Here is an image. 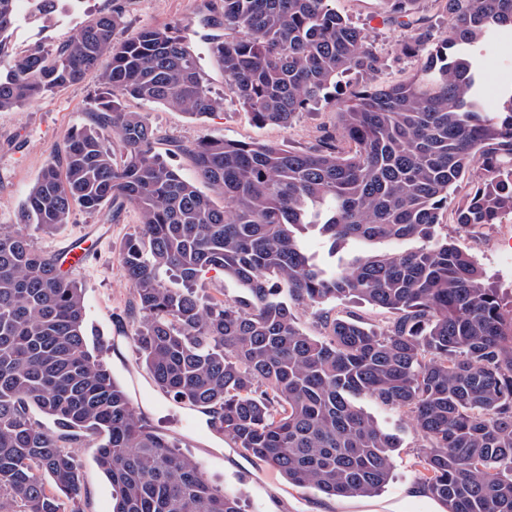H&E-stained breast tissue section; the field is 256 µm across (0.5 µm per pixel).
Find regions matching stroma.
<instances>
[{
	"label": "stroma",
	"instance_id": "35a3bbf8",
	"mask_svg": "<svg viewBox=\"0 0 512 512\" xmlns=\"http://www.w3.org/2000/svg\"><path fill=\"white\" fill-rule=\"evenodd\" d=\"M119 2L128 31L147 26H174L194 33L195 46L203 53V70L220 108L194 118L161 105L127 100L128 110L146 113L160 139L159 151L187 181L197 182L193 163L182 153L169 151L168 142L193 144L204 139L284 143L300 149L316 144L321 132L336 125V101L327 98L312 111L302 113L290 126L259 125L237 104L234 93L210 58L208 38L212 28L200 9L201 0H83L78 7L57 15L46 27L21 24L10 37L12 51H23L32 41L41 40L54 49L79 29L86 15ZM339 14L364 28L375 50L388 59L384 80L402 81L416 69V61L400 55L397 47L401 30L376 21L378 0H334ZM487 76L484 108L495 111L503 83L502 75L512 73V34L503 33L484 51ZM96 75L46 95L36 106L0 112V225L18 221V210L29 188L46 162L58 154L69 133L87 123L94 105ZM93 234L84 268L73 272L83 291L86 332L91 351L98 354L113 377L126 391L136 412L165 434L199 466L204 476L218 487L239 494L245 512H429L426 503L416 500L411 490L419 485L412 465L419 439L407 418L398 410L363 400L364 410L385 431L396 434L399 448L393 452L394 477L378 495L361 498L331 497L312 488L288 484L274 468L241 456L223 433L207 426L205 415H191L154 385L138 362L130 331L123 320L133 303L132 289L118 261L124 242L139 231L135 209L123 207L113 219L104 213L75 208L67 224L51 233L36 232L33 245L48 252L58 251L83 231ZM442 233L475 257L488 283L512 291V220L493 224L474 235L457 228L452 213H444ZM333 316H350L376 327L392 321L391 313L358 303L330 302L323 309L303 307L295 312L300 327L309 335H320V311ZM75 454L83 478L85 512H112V486L96 463V442L86 440Z\"/></svg>",
	"mask_w": 512,
	"mask_h": 512
}]
</instances>
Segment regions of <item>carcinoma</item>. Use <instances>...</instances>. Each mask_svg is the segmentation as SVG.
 I'll return each mask as SVG.
<instances>
[{"mask_svg":"<svg viewBox=\"0 0 512 512\" xmlns=\"http://www.w3.org/2000/svg\"><path fill=\"white\" fill-rule=\"evenodd\" d=\"M426 1L448 18L440 41ZM30 2L39 23L74 0ZM331 2L221 0L225 33L209 53L240 108L286 126L334 92L338 130L304 150L186 147L206 194L157 151L146 114L124 106L133 98L192 117L220 108L185 35L154 26L118 39L114 5L53 51L12 53L15 0H0V112L98 77L91 122L44 165L21 223L0 225V512H84L74 448L90 437L112 512H242L239 495L139 416L88 347L82 289L26 232L60 228L76 206L125 204L140 224L118 255L134 295L128 323L161 391L208 410L243 456L339 497L375 496L392 476L398 444L360 406L370 398L409 420L421 480L446 512H512V293L435 233L474 169L455 224L473 233L512 217V84L486 114L480 54L512 33V0H380L382 24L403 32L399 53L417 60L397 83L379 80L385 58ZM353 73L376 81H344ZM308 229L337 261L307 255L298 233ZM350 241L364 249L341 253ZM209 269L241 295L199 299L188 284ZM329 301L395 318L376 329L327 317L321 335L305 333L295 310Z\"/></svg>","mask_w":512,"mask_h":512,"instance_id":"carcinoma-1","label":"carcinoma"}]
</instances>
